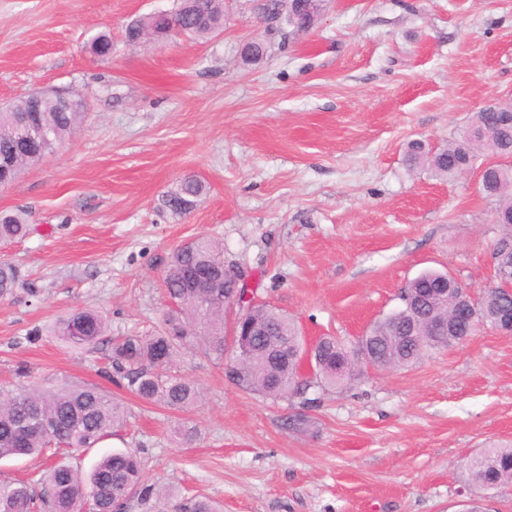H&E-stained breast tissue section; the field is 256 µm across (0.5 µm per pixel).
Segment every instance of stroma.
Returning <instances> with one entry per match:
<instances>
[{"label": "stroma", "instance_id": "stroma-1", "mask_svg": "<svg viewBox=\"0 0 512 512\" xmlns=\"http://www.w3.org/2000/svg\"><path fill=\"white\" fill-rule=\"evenodd\" d=\"M262 2L224 0L207 38L132 46L127 25L174 0H0V105L54 87L86 103L62 147L0 188V212L25 210L33 227L0 242L20 272L0 298V386L103 390L128 411L113 449L222 512H459L470 459L512 443V335L490 324L411 366L362 367L308 405L238 389L197 349L176 360L201 390L188 410L107 374L111 338L160 326L164 271L202 236L308 344L356 340L428 269L477 299L496 284L503 231L476 172L412 170L405 153L512 102V0H326L312 30L289 35L268 30ZM256 39L269 53L246 63ZM186 177L206 191L179 217L161 199ZM79 308L108 321L89 349L50 333Z\"/></svg>", "mask_w": 512, "mask_h": 512}]
</instances>
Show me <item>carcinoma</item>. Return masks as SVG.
Here are the masks:
<instances>
[{
  "label": "carcinoma",
  "mask_w": 512,
  "mask_h": 512,
  "mask_svg": "<svg viewBox=\"0 0 512 512\" xmlns=\"http://www.w3.org/2000/svg\"><path fill=\"white\" fill-rule=\"evenodd\" d=\"M177 33L206 38L224 25L223 0H190L177 7ZM263 15L297 29H311L319 16L291 9V0H265ZM142 33L147 37L172 34L165 16L143 17L133 23L127 34ZM31 99L25 96L0 112V156L13 159L10 180L30 165V151L44 155L54 152L82 121L85 107L77 104L61 108L46 97L38 102L37 118L44 132L34 142L23 141L20 131L29 117ZM475 119L483 125L498 126L497 149L512 156V122L500 120L497 112L478 113ZM488 148L481 130L469 137L449 143L430 152L420 142L409 145L405 161L410 167H426L436 175L453 177L466 168L476 166ZM483 193L498 201L497 214L512 217V166L493 165L482 177ZM205 185L195 179L184 181L169 195L165 205L173 212L187 214L185 201L197 202ZM31 225L21 212L0 213V242L26 237ZM223 251L210 239L199 237L177 250L164 273V286L171 301L163 325L155 332L139 336H121L112 340L110 362L115 376L128 381V386L142 399L163 404L171 409L186 410L199 398L196 384L174 371L176 358L186 349L199 348L218 361L224 360V283L210 287L202 273L222 270ZM446 273L426 271L411 280L402 295L418 298L421 289L437 288ZM20 274L10 263L0 264V296L15 288ZM509 303L499 287L490 288L481 300L483 315L494 321V315ZM425 330L419 339H403L405 325L400 311L374 323L351 347L334 336H325L315 346L314 360L326 358L329 363L315 368V376L301 380L296 360L275 362L274 354L288 341L289 353L299 356L308 351L296 324L274 308L258 303L250 318L270 332L256 337L247 361L239 367L237 387L268 399L294 393L309 402V390H334L355 376L336 372L332 360L344 356L351 365L368 357L377 368L404 367L416 362L430 349L449 348L469 330V316L456 298L448 294L438 301L418 307ZM454 320L453 334L433 335L426 326ZM107 329L100 312L75 309L59 319L52 334L60 342L74 348H90L97 344ZM126 418L122 403L94 387L43 388L20 386L0 388V459L16 456L43 455L70 449H89L112 436ZM469 479L476 495L470 500V512H482L480 493L492 485L512 483V444L493 443L478 453L468 466ZM95 512H128L132 504L142 512H218L206 497L171 503L168 493L145 481L141 459L135 453L115 451L102 456L87 473L79 467L55 463L34 485L27 482L0 483V512H77L85 504Z\"/></svg>",
  "instance_id": "obj_1"
}]
</instances>
